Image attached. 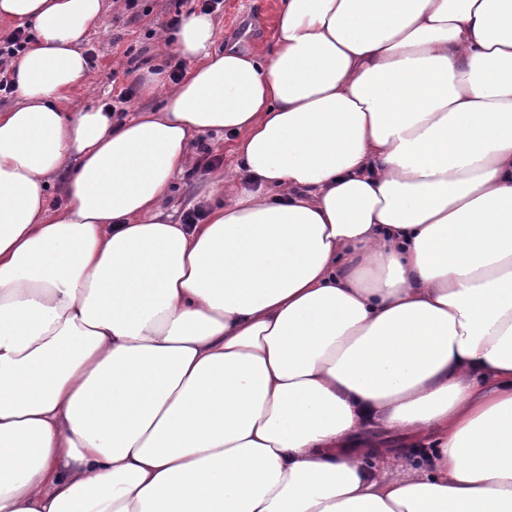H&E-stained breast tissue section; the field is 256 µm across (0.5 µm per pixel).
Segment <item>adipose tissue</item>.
<instances>
[{
	"mask_svg": "<svg viewBox=\"0 0 512 512\" xmlns=\"http://www.w3.org/2000/svg\"><path fill=\"white\" fill-rule=\"evenodd\" d=\"M111 7L0 0L37 33L0 110V512H512V0H282L264 55L194 12L158 109H64ZM204 134L252 185L172 223ZM367 437L371 442L377 444L378 447L385 448V450L390 453L402 454L409 458L420 455L417 451L420 448H425L426 452L430 450V446H424L422 444V439L410 437L401 433L370 430L367 432Z\"/></svg>",
	"mask_w": 512,
	"mask_h": 512,
	"instance_id": "obj_1",
	"label": "adipose tissue"
}]
</instances>
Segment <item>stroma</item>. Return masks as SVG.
I'll use <instances>...</instances> for the list:
<instances>
[{"mask_svg":"<svg viewBox=\"0 0 512 512\" xmlns=\"http://www.w3.org/2000/svg\"><path fill=\"white\" fill-rule=\"evenodd\" d=\"M175 0H139L141 13L130 16L124 0H117L109 11L104 27L90 34L83 44L91 54L89 82L69 94L72 107L97 105L111 101L119 91L138 86L153 68L178 61L176 54L158 39L166 31L174 14ZM281 0H224L215 12L217 36L214 47L224 50L235 45L266 54L275 44L277 14ZM216 171L204 169L201 153H193L184 174L174 182L166 207L174 221L183 212L200 207L210 209L211 199L204 193L207 181Z\"/></svg>","mask_w":512,"mask_h":512,"instance_id":"35a3bbf8","label":"stroma"}]
</instances>
